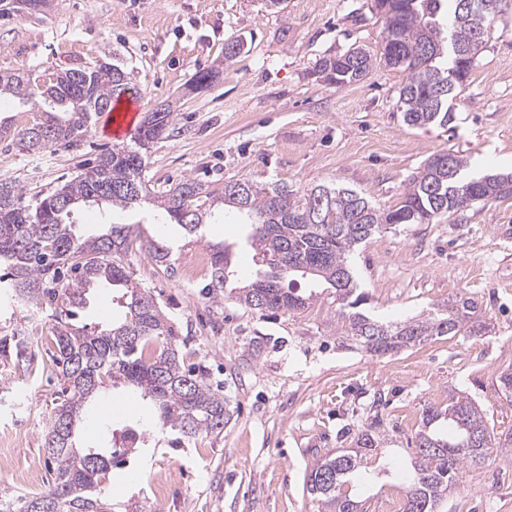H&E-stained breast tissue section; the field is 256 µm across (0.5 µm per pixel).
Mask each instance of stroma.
<instances>
[{
  "label": "stroma",
  "mask_w": 512,
  "mask_h": 512,
  "mask_svg": "<svg viewBox=\"0 0 512 512\" xmlns=\"http://www.w3.org/2000/svg\"><path fill=\"white\" fill-rule=\"evenodd\" d=\"M382 17L371 0H50L44 12H0V73L39 76L108 61L129 74L140 112L164 100L174 113L168 138L147 153L146 178L158 188L194 176L209 189L246 179L281 183L304 201L318 184L364 194L378 206L397 205L417 168L442 149L458 152L471 174L512 173V0L494 22L490 40L467 80L448 99L445 126L406 125L399 91L403 72L381 59ZM242 52L224 61V45ZM362 47L375 61L360 81L336 87L316 72L319 59ZM218 69L210 87L185 94L203 69ZM111 137L99 126L78 145L38 156L0 142V178L26 195L54 192ZM84 232L102 224L142 225L175 242L174 274L141 249L128 256L136 281L160 303L184 341L189 365L227 393L236 409L220 434L170 448L151 403L121 387L100 398L127 402L113 425L146 431L151 446L113 466L104 484L116 512H329L306 488L312 466L351 448L365 429L383 433L380 472L365 495L369 512L403 498L405 473L422 411L456 395L483 410L494 433H512V397L498 388L512 372V200L479 204L433 224L386 229L350 258L375 316L406 320L449 299H475L487 325L479 336H436L394 355L376 357L341 347V323L331 295L298 314L263 317L235 299L208 297L207 275L184 281L183 269L208 244H229L236 280L259 270L247 228L218 219L195 242L151 207L78 215ZM30 343L26 366L0 390V434L16 433L0 457V492L27 493L14 471L37 465L50 479L43 446L57 383L43 345V326L13 315ZM447 512H512V452L461 468L448 491Z\"/></svg>",
  "instance_id": "stroma-1"
}]
</instances>
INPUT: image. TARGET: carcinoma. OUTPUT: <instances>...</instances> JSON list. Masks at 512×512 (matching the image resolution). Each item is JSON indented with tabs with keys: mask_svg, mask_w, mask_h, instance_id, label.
I'll return each instance as SVG.
<instances>
[{
	"mask_svg": "<svg viewBox=\"0 0 512 512\" xmlns=\"http://www.w3.org/2000/svg\"><path fill=\"white\" fill-rule=\"evenodd\" d=\"M373 0L384 18L385 66L407 73L400 90L403 120L413 127L447 125L448 96L463 84L489 40L497 13L484 0ZM369 52L355 47L319 60L325 81L341 86L369 74ZM83 78L72 69L53 72L42 81L16 73H0V96L11 95L34 111L32 121L11 129L0 126L4 138L19 150L39 154L80 141L98 117L129 91L127 73L114 64L101 71L83 93ZM172 112H148L130 143L101 152L94 167L80 173L47 196L24 193L0 179V278L10 299L52 312L54 324L46 339L54 347L52 364L62 388L52 408L44 447L54 464L52 484L16 497L14 509L0 496V512H112L102 480L115 464L114 430L90 431L85 442L77 430L89 424L90 401L106 385L129 386L150 399L168 444L180 448L189 439L220 432L234 416L231 400L213 389L200 368L184 366V357L170 321L151 292L136 282L126 262L133 242L157 265L174 272L171 246L163 239L140 237L134 224H109L105 231L85 236L74 215L82 204L106 205L131 211L155 206L189 235L197 234L218 212L244 219L254 260L264 267L251 283L235 285L234 259L225 245H211L207 294L217 299L225 290L249 310L260 314L298 313L310 304L284 287L285 281L306 278L311 286L335 296L338 319L345 327L340 340H352L373 356L414 348L433 336L475 333L478 306L468 297L400 322L375 319L360 310L364 294L350 266V256L384 227L432 224L477 203L512 199V176L465 177L463 157L442 149L430 156L408 179L402 201L389 209L375 206L361 193L333 185L313 187L303 206L281 184L258 185L228 181L209 192L184 177L159 192L145 180L147 151L164 138ZM93 288H112L120 320L97 334L71 323L74 309L87 304ZM29 343L16 339L13 329L0 327V370L27 360ZM124 455L147 446L145 434L128 426L123 431ZM385 444L382 433L361 431L355 447L326 455L312 467L307 489L333 512H367L365 501L344 490L371 476L370 460ZM512 447V435L499 442L490 434L481 410L451 396L448 404L422 412L416 434V458L405 486L404 512H443L448 488L466 464L478 466L493 452Z\"/></svg>",
	"mask_w": 512,
	"mask_h": 512,
	"instance_id": "obj_1",
	"label": "carcinoma"
}]
</instances>
